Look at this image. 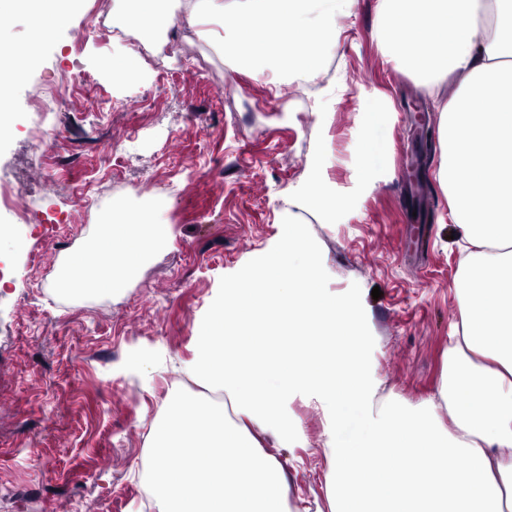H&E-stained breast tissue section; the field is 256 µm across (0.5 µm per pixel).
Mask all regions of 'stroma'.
I'll list each match as a JSON object with an SVG mask.
<instances>
[{"mask_svg": "<svg viewBox=\"0 0 512 512\" xmlns=\"http://www.w3.org/2000/svg\"><path fill=\"white\" fill-rule=\"evenodd\" d=\"M116 0H83L52 37L32 41L23 13L0 14V53L32 48L0 131V190L24 188V220L0 238V512H142L153 462L152 423L170 396L206 391L179 375L195 359L211 307L246 270L262 267L280 239L288 195L308 181L317 157L336 208L303 212L326 286L360 311L364 360L397 400L432 396L443 354L460 321L456 270L462 254L436 179L440 148L412 191L413 107L438 131V94L395 69L378 45L379 0H357L342 17L340 43L313 78H264L236 71L212 41L187 25L167 51L143 57L137 79L114 82L118 44L87 30L89 17L118 12ZM74 80L55 106V136L43 165L63 170L43 184L30 160L36 90ZM222 86L215 99L214 86ZM160 86L175 94L144 101ZM379 90L392 109V168L366 191L352 180L361 162L360 95ZM123 178L110 197L104 176ZM185 186L163 196L170 247L137 277L96 297L60 285V267L86 249L113 202L136 214L157 181ZM415 211V223L403 219ZM381 297H372L373 288ZM290 441L273 448L288 471L296 512L326 506L325 419L314 395L288 406Z\"/></svg>", "mask_w": 512, "mask_h": 512, "instance_id": "stroma-1", "label": "stroma"}]
</instances>
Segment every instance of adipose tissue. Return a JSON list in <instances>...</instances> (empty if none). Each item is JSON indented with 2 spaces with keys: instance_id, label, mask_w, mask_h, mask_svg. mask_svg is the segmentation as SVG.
<instances>
[{
  "instance_id": "adipose-tissue-1",
  "label": "adipose tissue",
  "mask_w": 512,
  "mask_h": 512,
  "mask_svg": "<svg viewBox=\"0 0 512 512\" xmlns=\"http://www.w3.org/2000/svg\"><path fill=\"white\" fill-rule=\"evenodd\" d=\"M355 0H194L185 17L160 0H122L124 12L166 31L240 13L215 35L225 57L280 85L336 50ZM377 39L398 69L427 88L457 79L438 105L439 183L465 255L460 322L436 394L404 404L383 393L361 360L355 307L324 289L315 247L289 221L267 265L229 287L198 333L187 377L208 398L162 407L152 424L153 512H294L268 437L287 440L288 404L316 396L328 421L323 448L329 512H512V0H380ZM362 163L372 187L390 161L392 123L377 91L364 94ZM104 259L74 290L123 287L168 248L154 218L100 225L89 241ZM467 464L453 468L449 453Z\"/></svg>"
}]
</instances>
